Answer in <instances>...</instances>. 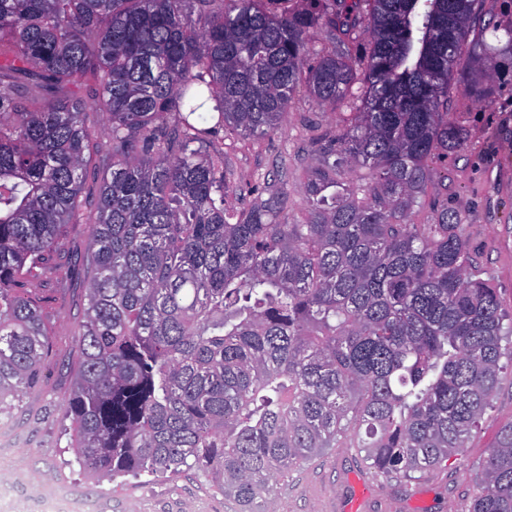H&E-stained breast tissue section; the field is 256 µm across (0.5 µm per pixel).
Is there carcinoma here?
Segmentation results:
<instances>
[{
    "mask_svg": "<svg viewBox=\"0 0 512 512\" xmlns=\"http://www.w3.org/2000/svg\"><path fill=\"white\" fill-rule=\"evenodd\" d=\"M283 2L0 0V416L41 383L26 278L89 224L69 447L112 480L193 470L242 512L332 448L408 481L463 455L512 358L462 214L412 221L462 139L444 106L481 0ZM300 85L356 108L304 221L282 194L226 205L214 133L274 131ZM472 485L468 512H512V424Z\"/></svg>",
    "mask_w": 512,
    "mask_h": 512,
    "instance_id": "1",
    "label": "carcinoma"
}]
</instances>
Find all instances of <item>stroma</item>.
<instances>
[{
    "mask_svg": "<svg viewBox=\"0 0 512 512\" xmlns=\"http://www.w3.org/2000/svg\"><path fill=\"white\" fill-rule=\"evenodd\" d=\"M486 25L473 41V80L491 85L492 97L475 101L462 87L448 95V120L465 135L447 158L430 165L425 206L413 220L437 223L444 208L461 210L472 254L495 285L502 311L512 317V0H483ZM351 107L328 106L297 90L277 130L260 138L224 143L225 200L238 209L254 202L247 189L264 176L281 174L288 194V219L302 220L304 184L324 142L339 135ZM89 227L66 225L58 248L47 255L30 282L28 296L43 312L50 342L41 362L38 390L10 415L0 443L7 465L0 469V512H46L43 490H51L75 512H240L230 497L215 493L194 472L178 478L129 476L112 481L79 466L67 448L60 403L73 391L77 366L78 318L86 305V279L78 264ZM512 424V376L500 382L491 409L464 455L406 481L375 472L353 448H335L302 468L290 469L274 485L273 512H345L355 484L368 487L365 512H468L472 484L468 466L480 462Z\"/></svg>",
    "mask_w": 512,
    "mask_h": 512,
    "instance_id": "stroma-1",
    "label": "stroma"
}]
</instances>
